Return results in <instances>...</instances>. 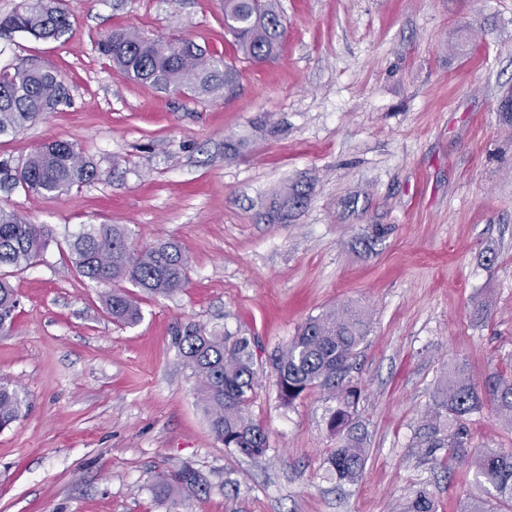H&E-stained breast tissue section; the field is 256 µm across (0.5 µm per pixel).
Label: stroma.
I'll return each mask as SVG.
<instances>
[{
  "instance_id": "stroma-1",
  "label": "stroma",
  "mask_w": 512,
  "mask_h": 512,
  "mask_svg": "<svg viewBox=\"0 0 512 512\" xmlns=\"http://www.w3.org/2000/svg\"><path fill=\"white\" fill-rule=\"evenodd\" d=\"M62 5L59 40L0 35V69H51L70 94L1 136L0 157L71 140L98 168L49 200L0 193L49 238L36 265L5 271L19 306L0 381L25 406L0 431V512H401L422 490L460 512L478 492L472 466L414 432L453 368L478 386L512 369V126L499 114L512 0H280L282 50L265 62L232 47L224 0ZM121 28L190 39L241 78L206 101L130 81L97 49ZM297 182L305 204L277 211ZM103 223L189 258L182 290L139 294L130 327L70 262L74 236ZM341 303L369 322L349 374L367 448L355 484L329 474L324 391L283 406L271 367ZM190 323L254 339L246 412L269 435L262 460L211 434L175 342ZM466 426L472 451L512 449L490 410ZM186 465L209 488L175 505L155 482Z\"/></svg>"
}]
</instances>
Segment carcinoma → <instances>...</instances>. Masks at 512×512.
Returning a JSON list of instances; mask_svg holds the SVG:
<instances>
[{
  "label": "carcinoma",
  "mask_w": 512,
  "mask_h": 512,
  "mask_svg": "<svg viewBox=\"0 0 512 512\" xmlns=\"http://www.w3.org/2000/svg\"><path fill=\"white\" fill-rule=\"evenodd\" d=\"M68 12L60 0H20L7 17L0 18V34L21 32L36 39L56 40L70 30ZM224 29L245 57L263 62L281 50L285 20L274 0H224ZM99 51L127 79L141 84L185 88L214 98L231 91L237 70L223 59L181 38H147L134 29H113L101 35ZM70 95L61 77L40 68L0 70V135L15 133L67 103ZM97 166L83 158L76 144L45 143L15 164L0 159V192L21 190L45 199L95 179ZM306 191L293 185L282 196L290 209L303 204ZM129 233L121 224H99L75 236L70 244L72 263L93 282H127L155 296L178 292L187 280L188 257L171 242L127 248ZM48 245L43 227L13 209L0 205V268L24 270L35 264ZM112 322L132 326L141 318L135 294L113 289L104 295ZM13 288L0 279V335L9 334L17 316ZM367 313L346 304L309 318L274 358L272 369L279 398L291 406L306 392L318 388L335 405L327 409L326 426L338 438L329 459V472L338 482H357L366 466L364 433L356 421L361 390L346 379L351 360L367 333ZM179 351L197 382L196 394L214 438L253 460L269 450L266 431L245 413L256 384L254 340L228 331H208L187 324L177 331ZM24 405L19 393L0 383V430L15 422ZM490 408L512 426V375L489 373L478 388L455 370L437 388L434 407L421 420L415 436L427 448H446L453 458L469 454L465 420ZM481 495L467 498L462 512H512V450L488 451L472 457ZM207 480L186 467L162 478L156 492L178 503L182 495L207 489ZM405 512H436L432 498L421 492Z\"/></svg>",
  "instance_id": "obj_1"
}]
</instances>
